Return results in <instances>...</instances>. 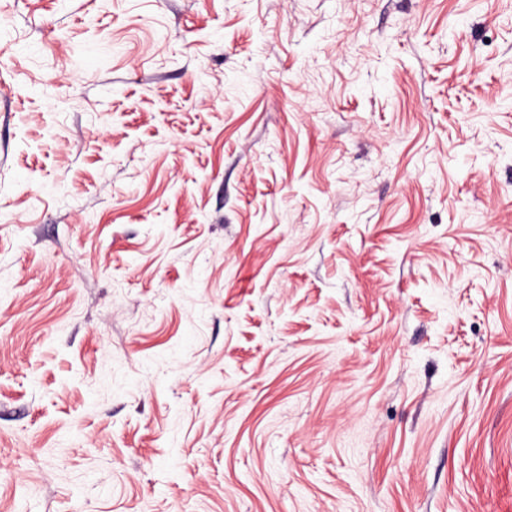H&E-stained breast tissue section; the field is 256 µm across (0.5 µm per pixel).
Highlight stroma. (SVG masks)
<instances>
[{"label": "stroma", "instance_id": "stroma-1", "mask_svg": "<svg viewBox=\"0 0 512 512\" xmlns=\"http://www.w3.org/2000/svg\"><path fill=\"white\" fill-rule=\"evenodd\" d=\"M0 512H512V0H0Z\"/></svg>", "mask_w": 512, "mask_h": 512}]
</instances>
